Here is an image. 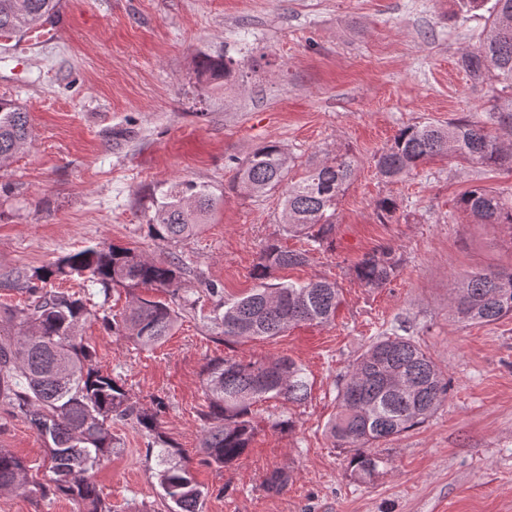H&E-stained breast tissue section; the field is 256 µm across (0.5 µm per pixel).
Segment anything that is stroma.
<instances>
[{
    "label": "stroma",
    "instance_id": "1",
    "mask_svg": "<svg viewBox=\"0 0 512 512\" xmlns=\"http://www.w3.org/2000/svg\"><path fill=\"white\" fill-rule=\"evenodd\" d=\"M483 27L480 13L458 15L454 0H69L56 41L0 37V97L22 105L32 126L29 145L0 168L12 187L0 193V273L94 245L179 257L180 293L196 306L163 344L140 349L95 319L84 336L131 402L160 408L163 435L209 489L202 512H512V315L465 326L450 311L457 281L512 264V237L469 223L456 200L474 185L512 197V170L438 156L388 183L375 169L404 127L488 120L494 89L458 64ZM219 49L237 72L214 89L198 83L195 56ZM264 142L300 165L339 147L356 157L324 247L271 275L334 281L342 303L329 324L228 343L210 320L217 300L254 287L267 243L307 246L282 231L281 191L254 197L232 185ZM183 181L209 185L224 202L199 235L172 248L149 237L147 206L154 188ZM386 196L398 204L390 217L376 210ZM384 247L398 272L385 287H364L352 268ZM206 282L221 297L204 293ZM394 332L417 341L451 387L420 428L376 445L385 463L362 481L326 424L337 381ZM273 356L304 368L308 400L260 404L247 452L226 468L203 464L205 366ZM279 419L291 428L275 429ZM112 431L119 448L96 475L112 512H167L145 435L120 421ZM0 447L23 457L28 481H43L44 441L1 404ZM276 470L289 481L272 492L265 480ZM0 512L75 506L12 490L0 492Z\"/></svg>",
    "mask_w": 512,
    "mask_h": 512
}]
</instances>
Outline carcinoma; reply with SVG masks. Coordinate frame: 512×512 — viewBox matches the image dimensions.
<instances>
[{
    "label": "carcinoma",
    "instance_id": "cac0c4a2",
    "mask_svg": "<svg viewBox=\"0 0 512 512\" xmlns=\"http://www.w3.org/2000/svg\"><path fill=\"white\" fill-rule=\"evenodd\" d=\"M60 0H0V36H22L58 9ZM458 11L485 12V29L477 48L464 50L462 68L476 84L490 83L497 92L494 115L499 125L458 119L448 125L424 123L401 129L378 155L376 168L397 181L436 155L489 168H512V0H455ZM233 61L222 52H201L196 78L208 86L234 76ZM30 138L27 112L13 100L0 98V162L25 148ZM294 158L280 145L256 147L234 175V183L251 195L286 186L284 232L303 235L318 249L332 235L337 205L352 181L356 164L347 148L313 163L295 182H286ZM222 197L209 186L181 182L152 196L147 207L149 234L172 245L196 236L208 224ZM459 210L477 224H498L512 237V199L501 192L473 186L457 200ZM310 250H284L271 243L263 250L253 275L260 283L242 297L214 310L213 322L224 341L273 338L292 325L330 322L340 304L339 289L328 280L268 283L276 268L308 261ZM399 258L390 248L367 253L355 266L367 288H383L395 276ZM82 276L109 297L112 289L161 288L178 297L181 266L175 256L150 257L118 245L89 246L31 273L0 274V288L25 290L36 299L0 308V400L23 418L48 446L49 479L39 485L43 496L63 495L78 512H111L94 474L112 456L116 438L112 421H131L161 449L156 472L173 512H201L208 491L189 467L166 447L158 412L130 402L119 381L103 373L95 350L81 333L82 323L98 316L97 304L67 291L46 289L53 279ZM452 312L469 325L493 324L512 315V267L471 273L455 288ZM178 312L169 303L137 296L120 317L102 316L112 335L141 348L160 345L175 328ZM204 373L209 411L204 415L201 448L204 462L226 467L250 447L255 434L252 407L281 398L300 404L308 397L304 369L284 356L257 360L217 358ZM448 395V380L416 341L393 333L378 338L352 364L337 386L338 412L328 422L337 446L354 451L351 464L363 481L373 477L383 459L372 446L424 424ZM26 465L8 448H0V490L24 489Z\"/></svg>",
    "mask_w": 512,
    "mask_h": 512
}]
</instances>
